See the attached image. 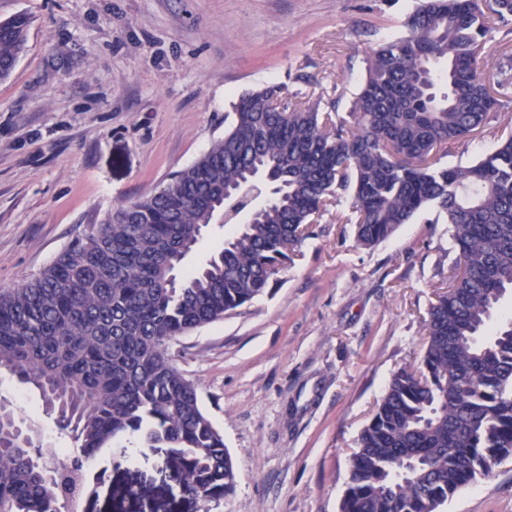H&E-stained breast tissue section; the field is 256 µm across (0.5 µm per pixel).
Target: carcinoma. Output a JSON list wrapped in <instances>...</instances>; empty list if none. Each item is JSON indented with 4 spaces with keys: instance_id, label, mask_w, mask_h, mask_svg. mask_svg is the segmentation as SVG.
<instances>
[{
    "instance_id": "carcinoma-1",
    "label": "carcinoma",
    "mask_w": 512,
    "mask_h": 512,
    "mask_svg": "<svg viewBox=\"0 0 512 512\" xmlns=\"http://www.w3.org/2000/svg\"><path fill=\"white\" fill-rule=\"evenodd\" d=\"M512 0H424L405 33L372 51L349 118L271 107L281 88L246 91L195 162L123 202L41 274L0 289V370L36 389L72 440L48 469L35 431L0 404V512H76L84 468L102 448L166 451L167 487L204 502L234 488L224 437L170 344L262 295L313 217L347 197L360 245L423 210L448 225L456 257L425 319L420 371L394 373L349 458L340 512H439L512 455V136L467 166L435 160L482 128L498 99L485 41ZM28 19L0 21V81ZM272 200L200 268L178 275L202 229L256 176Z\"/></svg>"
}]
</instances>
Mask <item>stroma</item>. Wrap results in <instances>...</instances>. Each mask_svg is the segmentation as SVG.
Returning <instances> with one entry per match:
<instances>
[{
	"label": "stroma",
	"mask_w": 512,
	"mask_h": 512,
	"mask_svg": "<svg viewBox=\"0 0 512 512\" xmlns=\"http://www.w3.org/2000/svg\"><path fill=\"white\" fill-rule=\"evenodd\" d=\"M418 0H0L29 20L0 81V288L38 276L113 206L165 184L224 134L243 92L278 85L290 105L348 116L371 48L401 35ZM487 71L512 78V16L485 37ZM512 133V87L441 164L468 165ZM349 200L315 217L287 270L224 320L170 346L234 463L232 494L175 512H339L348 462L391 376L417 368L424 317L454 254L447 225L417 214L365 248ZM0 400L67 448L38 392L0 372ZM93 461L136 499L101 491L97 512H152L166 493L153 449ZM441 512H512V458Z\"/></svg>",
	"instance_id": "1"
}]
</instances>
